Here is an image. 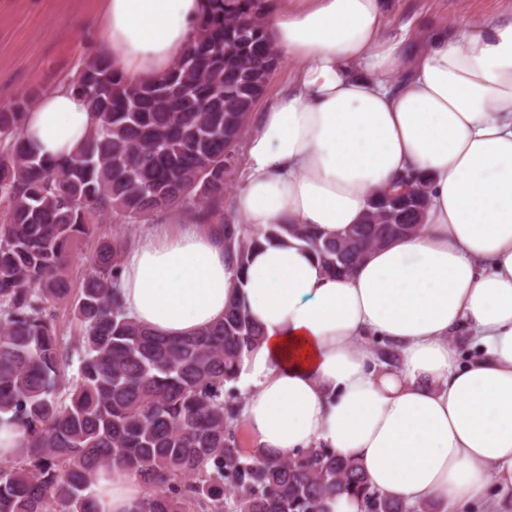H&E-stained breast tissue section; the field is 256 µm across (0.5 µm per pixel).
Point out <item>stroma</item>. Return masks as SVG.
<instances>
[{"label":"stroma","instance_id":"obj_1","mask_svg":"<svg viewBox=\"0 0 512 512\" xmlns=\"http://www.w3.org/2000/svg\"><path fill=\"white\" fill-rule=\"evenodd\" d=\"M386 37L418 39L425 26H482L512 0H385ZM105 36L104 0H0V106L71 80Z\"/></svg>","mask_w":512,"mask_h":512}]
</instances>
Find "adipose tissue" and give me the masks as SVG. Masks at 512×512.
I'll return each mask as SVG.
<instances>
[{
	"label": "adipose tissue",
	"instance_id": "obj_1",
	"mask_svg": "<svg viewBox=\"0 0 512 512\" xmlns=\"http://www.w3.org/2000/svg\"><path fill=\"white\" fill-rule=\"evenodd\" d=\"M102 51L148 83L195 33L206 0H106ZM383 0H276L267 34L297 78L256 117L232 199L253 226L359 223L371 194L427 180L422 231L327 274L289 239L237 271L198 225L147 236L120 287L140 325L187 337L239 300L263 339L245 357L240 420L256 450L324 446L409 504L484 499L512 486V12L412 42L386 38ZM95 124L68 85L45 93L24 133L72 155ZM391 343L399 368L368 337ZM480 351L459 358L455 337ZM99 512H132L121 469L92 488Z\"/></svg>",
	"mask_w": 512,
	"mask_h": 512
}]
</instances>
